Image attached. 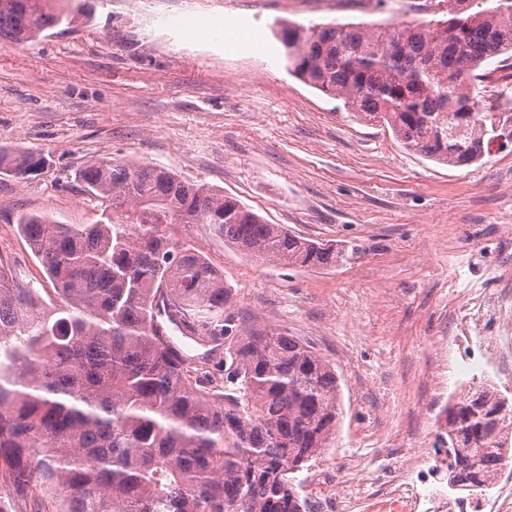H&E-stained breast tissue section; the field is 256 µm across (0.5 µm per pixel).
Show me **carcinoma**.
I'll return each mask as SVG.
<instances>
[{
	"label": "carcinoma",
	"instance_id": "cac0c4a2",
	"mask_svg": "<svg viewBox=\"0 0 512 512\" xmlns=\"http://www.w3.org/2000/svg\"><path fill=\"white\" fill-rule=\"evenodd\" d=\"M443 14L364 31L283 26L288 71L387 126L408 151L452 167L491 152L480 102L487 63L512 53V0H434ZM72 22L49 0H0V38L25 42ZM41 159L0 148V174ZM99 202L94 224L23 213L17 224L59 303L0 263V471L55 512H304L297 474L328 447L339 377L311 346L239 321L217 270L175 229L206 224L236 249L288 268L332 267V244L269 224L238 199L158 166L100 159L75 173ZM224 347V376L179 349L169 326ZM507 399L491 387L443 410L436 453L448 485L474 494L512 461Z\"/></svg>",
	"mask_w": 512,
	"mask_h": 512
}]
</instances>
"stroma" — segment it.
Masks as SVG:
<instances>
[{"instance_id":"obj_1","label":"stroma","mask_w":512,"mask_h":512,"mask_svg":"<svg viewBox=\"0 0 512 512\" xmlns=\"http://www.w3.org/2000/svg\"><path fill=\"white\" fill-rule=\"evenodd\" d=\"M426 0H70L79 14L29 43L0 38V146L29 151L34 175H0V263L54 298L18 232L24 212L92 224L98 204L75 178L107 158L167 168L240 200L268 223L343 258L295 269L243 254L207 225L181 239L221 270L244 324L308 342L336 368L341 414L322 473L341 512H409L391 492L409 448L432 447L442 410L489 384L512 401V371L487 375L462 307L512 295V146L452 168L407 151L391 130L293 77L284 25L419 22ZM228 22L224 41L208 27Z\"/></svg>"}]
</instances>
